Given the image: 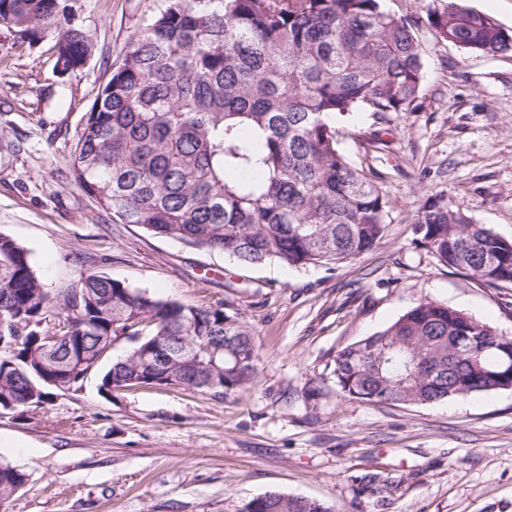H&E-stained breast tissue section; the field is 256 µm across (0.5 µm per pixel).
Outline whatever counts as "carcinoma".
<instances>
[{
    "label": "carcinoma",
    "instance_id": "obj_1",
    "mask_svg": "<svg viewBox=\"0 0 512 512\" xmlns=\"http://www.w3.org/2000/svg\"><path fill=\"white\" fill-rule=\"evenodd\" d=\"M437 42L495 55L512 33L460 0H433ZM69 0H0V25L30 42L55 39L59 74L83 68L91 37L67 23ZM414 23L382 0H164L92 103L74 150L84 192L121 224L219 251L239 264L335 265L383 237L389 201L379 177L349 161L337 123L364 110L409 112L425 51ZM416 242L443 266L487 285L512 284V241L428 195ZM74 311L70 338L45 347L39 323ZM28 327L21 334L18 325ZM139 340L112 365L108 344ZM468 339L460 351L459 337ZM190 340L196 359L162 353ZM247 323L224 306H195L82 273L51 296L29 250L0 234V406L22 414L48 388L174 386L222 396L256 378ZM341 394L366 404L427 405L512 386V336L423 299L382 330L336 351ZM25 473L0 463V502ZM241 512H340L268 492Z\"/></svg>",
    "mask_w": 512,
    "mask_h": 512
}]
</instances>
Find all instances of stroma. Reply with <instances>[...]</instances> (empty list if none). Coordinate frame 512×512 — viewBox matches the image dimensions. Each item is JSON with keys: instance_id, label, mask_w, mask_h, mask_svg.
<instances>
[{"instance_id": "obj_1", "label": "stroma", "mask_w": 512, "mask_h": 512, "mask_svg": "<svg viewBox=\"0 0 512 512\" xmlns=\"http://www.w3.org/2000/svg\"><path fill=\"white\" fill-rule=\"evenodd\" d=\"M430 0H385L416 20L425 78L410 112L354 113L350 160L382 175L383 238L335 266L242 267L220 252L116 223L72 175L90 106L161 0H71L94 49L60 76L54 41L0 27V233L25 245L49 293L84 272L199 306L241 313L259 349L247 390L145 386L105 396L97 377L0 418V461L28 476L0 512H240L268 492L347 512H512V390L430 405H369L329 381L337 350L424 298L512 335V285L452 272L415 241L425 193L512 240V51L436 42ZM378 133L380 147L368 143ZM326 380L317 421L302 391ZM376 476V489L358 479Z\"/></svg>"}]
</instances>
